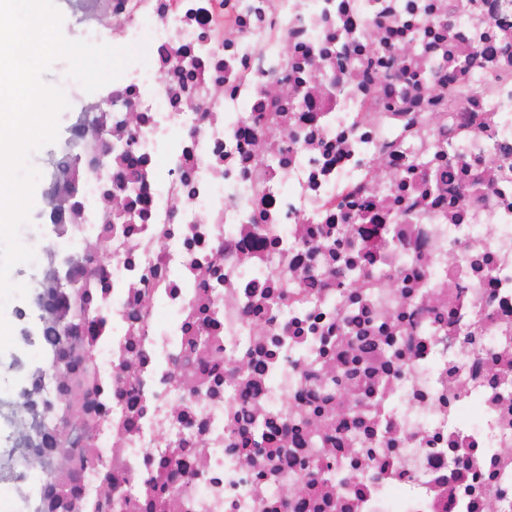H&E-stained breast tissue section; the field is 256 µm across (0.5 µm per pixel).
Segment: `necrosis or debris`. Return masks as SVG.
I'll return each mask as SVG.
<instances>
[{
	"label": "necrosis or debris",
	"mask_w": 512,
	"mask_h": 512,
	"mask_svg": "<svg viewBox=\"0 0 512 512\" xmlns=\"http://www.w3.org/2000/svg\"><path fill=\"white\" fill-rule=\"evenodd\" d=\"M73 2L148 59L70 126L50 234L19 231L60 276L14 485L512 512V0Z\"/></svg>",
	"instance_id": "necrosis-or-debris-1"
}]
</instances>
